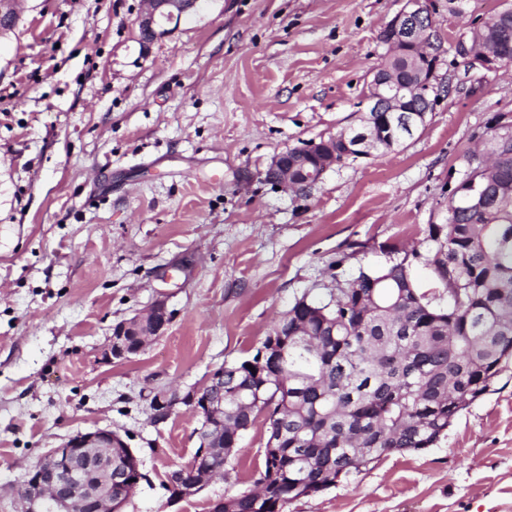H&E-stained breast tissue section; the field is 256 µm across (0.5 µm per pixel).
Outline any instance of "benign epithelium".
I'll return each instance as SVG.
<instances>
[{
    "label": "benign epithelium",
    "mask_w": 512,
    "mask_h": 512,
    "mask_svg": "<svg viewBox=\"0 0 512 512\" xmlns=\"http://www.w3.org/2000/svg\"><path fill=\"white\" fill-rule=\"evenodd\" d=\"M199 0H146L147 7L138 18L142 42L152 43L167 33L165 25L191 8ZM19 0H0V34L12 30L19 20ZM431 10L425 0H406L404 7L385 25L381 38L389 55H398L405 47H412L414 59L429 62L425 77L417 80H399L381 64L373 71L371 92L362 101L366 112H407V125L417 130L426 122L427 114L440 101L441 78L438 74L439 51L429 48L426 36L431 30ZM490 24L477 20L472 31L457 42L458 56L471 68L487 71L498 69L504 59L484 46L485 31ZM424 96V105H411V97ZM346 156L360 159L367 157L369 136L366 131H353L342 138ZM339 150L336 137L313 143L290 154L274 155L268 174L276 182L298 191L319 181L324 174L336 168ZM169 314L164 302H156L145 315H136L112 327L104 358L128 359L140 353L152 338L165 334ZM130 336L141 337L133 346ZM187 400L193 409L206 420V427L217 434L224 433V367L212 370L204 385L190 391ZM118 435L109 430L97 429L79 432L56 448L50 449L40 461L29 468L19 485L23 512H45L46 505L54 504V512H116L112 509V487L86 493L85 476L91 472L112 478V449L123 448Z\"/></svg>",
    "instance_id": "obj_1"
}]
</instances>
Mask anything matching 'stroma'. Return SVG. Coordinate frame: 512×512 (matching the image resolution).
<instances>
[{
	"label": "stroma",
	"instance_id": "stroma-1",
	"mask_svg": "<svg viewBox=\"0 0 512 512\" xmlns=\"http://www.w3.org/2000/svg\"><path fill=\"white\" fill-rule=\"evenodd\" d=\"M446 91L395 150L328 171L304 193L266 181L271 158L355 127L385 24L405 0H200L142 46L144 0H21L0 39V512L69 436L118 432L145 475L125 512H210L250 486L257 420L228 475L168 504L201 420L185 395L251 358L304 292L427 251L448 191L498 115L512 62L470 68L452 46L502 0H428ZM164 301V336L124 361L116 323ZM284 512H512V360L434 447L380 457Z\"/></svg>",
	"mask_w": 512,
	"mask_h": 512
}]
</instances>
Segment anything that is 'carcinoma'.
Wrapping results in <instances>:
<instances>
[{"label": "carcinoma", "instance_id": "1", "mask_svg": "<svg viewBox=\"0 0 512 512\" xmlns=\"http://www.w3.org/2000/svg\"><path fill=\"white\" fill-rule=\"evenodd\" d=\"M512 61V13L490 17ZM395 125L396 145L412 137L400 115L368 112L359 128ZM488 155L467 157L468 172L448 194L444 224L429 225L423 254L392 250L389 262L336 281L322 300L303 293L255 355L224 365V448L212 470L234 468L242 435L261 415L264 462L253 487L223 498L219 512H282L348 474L393 453L435 446L466 402L487 394L512 352V119L495 121ZM432 270L424 290L416 266ZM284 337L281 351L272 338ZM125 480L112 471V502L124 510L125 481L145 479L127 448ZM193 487V468L168 474Z\"/></svg>", "mask_w": 512, "mask_h": 512}]
</instances>
